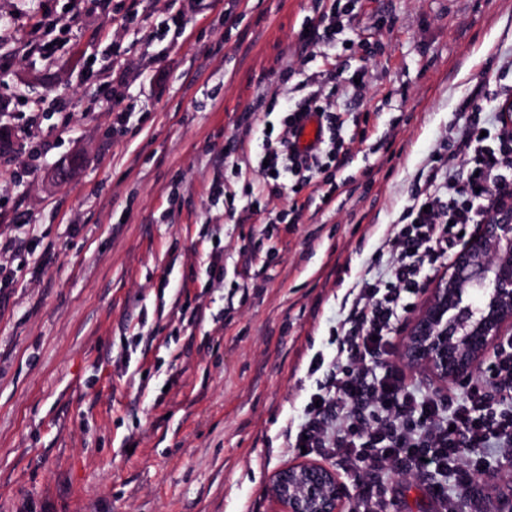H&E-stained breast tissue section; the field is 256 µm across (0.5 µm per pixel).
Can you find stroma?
<instances>
[{
	"instance_id": "obj_1",
	"label": "stroma",
	"mask_w": 512,
	"mask_h": 512,
	"mask_svg": "<svg viewBox=\"0 0 512 512\" xmlns=\"http://www.w3.org/2000/svg\"><path fill=\"white\" fill-rule=\"evenodd\" d=\"M184 0H139L122 26L98 0L57 63L30 51L35 21L0 0L15 49L0 78V512H276L274 472L323 453L288 444L336 352L350 288L385 277L380 240L461 102L512 60V0H356L358 43L327 54L345 82L368 59L358 136L337 189L217 197L287 116L285 67L315 0H203L180 38L158 35ZM153 70L125 90L129 113L96 108L112 37ZM93 75L83 72L88 56ZM35 95L45 110L23 105ZM31 126L32 134L16 139ZM240 176L221 162L228 143ZM301 223H275L288 205ZM256 251L252 266L242 255ZM465 512L512 501V462L489 448ZM453 475L375 473L388 512H432Z\"/></svg>"
}]
</instances>
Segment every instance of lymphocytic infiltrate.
<instances>
[{
    "label": "lymphocytic infiltrate",
    "instance_id": "lymphocytic-infiltrate-1",
    "mask_svg": "<svg viewBox=\"0 0 512 512\" xmlns=\"http://www.w3.org/2000/svg\"><path fill=\"white\" fill-rule=\"evenodd\" d=\"M354 17L344 0H321L298 41L312 50L351 32ZM293 90L299 98L288 109V121L276 138L265 139L256 156L263 175L292 177L296 185L326 171L327 159L344 162L351 141L344 130L342 103L363 101L365 67L342 93L330 86L331 68L299 67ZM512 97V85L467 97L450 128V155L435 159L413 190L400 224L382 243L393 258L388 280L364 282L344 304L341 339L329 373L314 403L308 404L295 444L328 450L345 471L390 466L406 473L450 471L459 494L473 493L484 448L496 446L512 454V408L494 409L487 388L512 398V342L494 354L479 386L465 394L455 387L421 396L409 389L404 369L389 366L377 374L370 356L387 348L408 307L422 292L425 265L446 264L458 252L462 233L483 223L502 191L512 192V127L486 131L481 113L496 111ZM332 127L308 151H298L295 133L308 113Z\"/></svg>",
    "mask_w": 512,
    "mask_h": 512
}]
</instances>
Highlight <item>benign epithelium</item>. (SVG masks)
Returning <instances> with one entry per match:
<instances>
[{
    "label": "benign epithelium",
    "mask_w": 512,
    "mask_h": 512,
    "mask_svg": "<svg viewBox=\"0 0 512 512\" xmlns=\"http://www.w3.org/2000/svg\"><path fill=\"white\" fill-rule=\"evenodd\" d=\"M472 294L480 296L476 307L466 302ZM424 295L402 341L404 359L443 385L476 377L498 347L512 341L511 194L499 197ZM268 492L278 512H348L345 482L314 461L274 472Z\"/></svg>",
    "instance_id": "obj_1"
}]
</instances>
